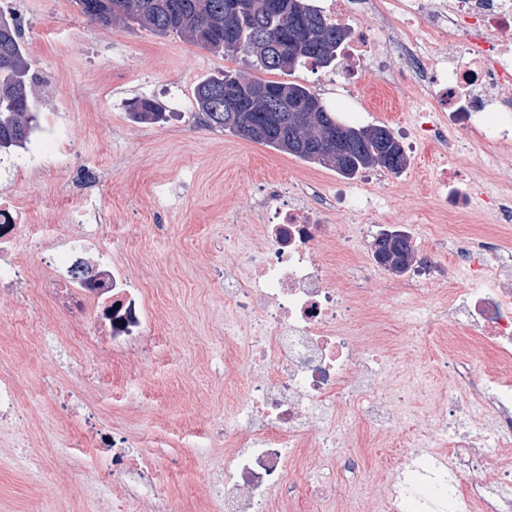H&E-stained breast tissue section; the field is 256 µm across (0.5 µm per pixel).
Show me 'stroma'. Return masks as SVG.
<instances>
[{
    "label": "stroma",
    "mask_w": 512,
    "mask_h": 512,
    "mask_svg": "<svg viewBox=\"0 0 512 512\" xmlns=\"http://www.w3.org/2000/svg\"><path fill=\"white\" fill-rule=\"evenodd\" d=\"M16 16L32 61L29 81L44 165L21 181L1 171L0 194L24 199L31 223L50 234L68 223L71 201L84 192L85 178L111 169V180L93 192L97 205L112 215L103 239L118 246L119 257L143 284L149 306L163 313L165 326L150 352L122 361L108 350L85 352L74 341L57 344L64 323L45 318L39 300L22 309L0 304V338L39 329L47 338L21 359L0 350V361L21 388L29 437L39 443L42 457L37 480H30L18 469L13 449L0 442V512H110L108 500L93 487L97 463L78 428L52 410L44 393L47 377L79 362L88 375L74 398L99 402L107 425L140 442L155 459L157 482L167 494L193 504L209 502L224 465V442L210 430L224 410L226 394L245 382L237 372L245 354L230 353L224 330L228 324L239 326L241 318L225 304L224 285L217 278L225 266L240 262L242 241L224 227L253 224L254 199L272 183L302 174L313 177L324 196L342 190L370 200L369 234L350 252L336 245L317 253L331 261L343 288L354 287L351 267L364 264L386 224L417 225L415 254L448 262L439 247L448 236L447 225L427 221L428 210L440 200L436 174L441 167L460 169L486 194L512 195V147L488 164L469 135L467 150L457 158L412 153L403 172L387 174L383 185H367L207 126L195 110V86L227 70L255 76L244 55L213 53L174 34L105 26L81 15L73 0H17ZM341 69L337 61L296 70L291 79L355 126L407 127L429 105L427 94L414 89L403 110L383 99L368 103L382 77L381 68L371 64L327 93L326 80ZM138 98L156 101L162 119L153 124L134 119L129 105ZM66 144L73 154L61 166L57 159ZM402 285V276L391 270L373 271L359 298L375 322L360 346L388 344L396 371L415 378L410 403L422 432L446 425L453 401L459 404L461 424H469L480 409L464 403L456 391L439 335L425 338L410 329L415 320L447 306L449 283L426 284L416 294L402 292ZM342 414L349 423V450L364 457L365 480L342 482L336 456L306 449L303 462L288 472L292 496L276 501L271 512H293L295 499L324 485L336 489L329 512H375L389 480L407 473L408 458L425 459V449L404 427L376 436L364 429L354 407H343ZM65 473L88 485L86 496L69 494L60 480Z\"/></svg>",
    "instance_id": "obj_1"
}]
</instances>
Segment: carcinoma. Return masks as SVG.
I'll return each mask as SVG.
<instances>
[{"label":"carcinoma","mask_w":512,"mask_h":512,"mask_svg":"<svg viewBox=\"0 0 512 512\" xmlns=\"http://www.w3.org/2000/svg\"><path fill=\"white\" fill-rule=\"evenodd\" d=\"M79 12L103 25L120 22L160 36L182 35L196 46L234 56L239 52L269 73L327 66L347 40L344 28L315 9L310 0H279L269 11L265 0H74ZM31 60L22 46L21 27L0 16V147H22L37 122L29 96ZM279 92L278 106L258 94ZM235 90L246 111H224V95ZM197 111L212 128L272 147L300 159L353 176L370 168L398 174L408 165L402 146L385 126L346 125L336 134V113L309 88L292 81L246 78L226 70L201 80L194 90ZM143 123L160 116L142 99L132 104Z\"/></svg>","instance_id":"1"}]
</instances>
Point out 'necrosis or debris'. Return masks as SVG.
<instances>
[{
  "mask_svg": "<svg viewBox=\"0 0 512 512\" xmlns=\"http://www.w3.org/2000/svg\"><path fill=\"white\" fill-rule=\"evenodd\" d=\"M315 8L350 31L347 72L364 60L396 56L383 88L393 103L406 89L427 91L432 116L418 148L444 155L457 145L447 133L478 134L496 154L512 144V0H313ZM408 22L398 27L395 14ZM459 171H441L445 205L437 222L452 223L453 258L468 266L470 285L457 289L448 307L449 365L470 360L473 350L492 357L483 375L466 373L458 384L483 416L466 429L449 428L431 446L432 464L391 480L378 512H512V286L500 283L487 259L501 246L490 228H467L473 199L459 187ZM308 184L269 189L256 208L250 237L260 251L243 271L224 274V300L244 318L241 339L250 380L240 390L235 427L216 419L213 428L227 452L214 484L222 512H267L289 493L288 470L306 448H340L346 432L339 413L353 405L367 430L383 431L409 419L400 385L379 393L383 351L363 357L359 338L369 318L355 294L339 287L317 247L348 241L350 230L332 223L327 207L307 199ZM90 197L70 207L69 233L39 237L26 222V206L0 198V300L23 304L39 298L53 318L86 326L112 346L113 356L145 349L158 335L162 315L149 308L144 289L88 230ZM13 375L0 372V432L26 458L36 457L26 432ZM80 418L99 460V489H124L129 500L154 499L155 512H176L156 486V469L126 436L101 424L95 404ZM500 461L494 482L483 472L489 455Z\"/></svg>",
  "mask_w": 512,
  "mask_h": 512,
  "instance_id": "necrosis-or-debris-1",
  "label": "necrosis or debris"
}]
</instances>
